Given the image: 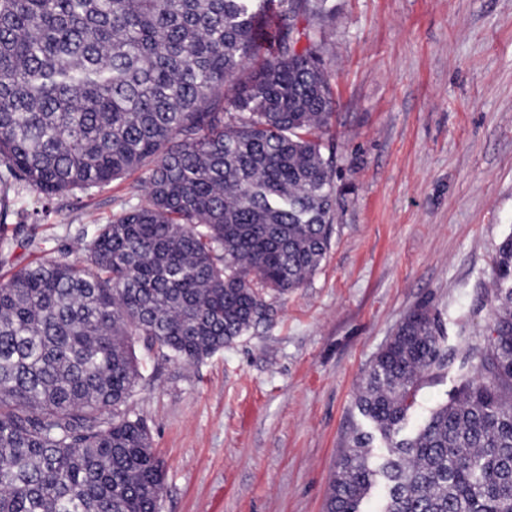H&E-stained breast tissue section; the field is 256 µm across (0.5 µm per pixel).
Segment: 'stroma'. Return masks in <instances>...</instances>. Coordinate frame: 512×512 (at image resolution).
Here are the masks:
<instances>
[{
	"label": "stroma",
	"instance_id": "stroma-1",
	"mask_svg": "<svg viewBox=\"0 0 512 512\" xmlns=\"http://www.w3.org/2000/svg\"><path fill=\"white\" fill-rule=\"evenodd\" d=\"M337 184L330 249L265 320L191 365L142 357L129 400L165 468L159 512H325L343 448L365 422L364 372L426 303L454 359L482 343L497 246L512 234V0H332ZM140 174L57 195L23 222L81 256L76 230L134 204Z\"/></svg>",
	"mask_w": 512,
	"mask_h": 512
}]
</instances>
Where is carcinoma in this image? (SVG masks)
Returning a JSON list of instances; mask_svg holds the SVG:
<instances>
[{"label": "carcinoma", "instance_id": "1", "mask_svg": "<svg viewBox=\"0 0 512 512\" xmlns=\"http://www.w3.org/2000/svg\"><path fill=\"white\" fill-rule=\"evenodd\" d=\"M329 0H0V215L9 194L100 188L149 165L143 194L80 232L83 259L0 224V512H159L164 468L127 408L134 349L194 364L262 321V290L301 286L331 241L325 156ZM489 343L406 432L448 367L426 304L374 356L368 423L343 449L326 512H512V235L496 249ZM384 451L374 455L376 439ZM456 385V376L453 369L441 372L440 375L429 379L420 388L417 397V410L419 414L425 413L430 408L449 398Z\"/></svg>", "mask_w": 512, "mask_h": 512}]
</instances>
